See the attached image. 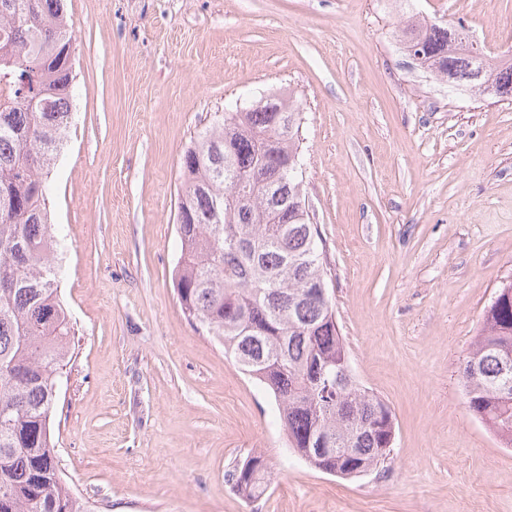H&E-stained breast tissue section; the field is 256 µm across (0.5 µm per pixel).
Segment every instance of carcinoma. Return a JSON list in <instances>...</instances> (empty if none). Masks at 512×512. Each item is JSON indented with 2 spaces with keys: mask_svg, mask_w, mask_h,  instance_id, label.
Here are the masks:
<instances>
[{
  "mask_svg": "<svg viewBox=\"0 0 512 512\" xmlns=\"http://www.w3.org/2000/svg\"><path fill=\"white\" fill-rule=\"evenodd\" d=\"M406 42L450 84L512 94V65L487 61L464 26L408 17ZM72 37L62 0H0V512H91L62 479L49 421L75 329L59 295L51 169L72 115ZM483 71L481 80L475 72ZM226 112L184 152L176 292L197 328L268 390L288 445L356 478L384 464L390 407L360 384L336 323L318 226L303 217L299 106ZM469 411L512 447V279L500 283L462 370ZM247 500L263 473H227Z\"/></svg>",
  "mask_w": 512,
  "mask_h": 512,
  "instance_id": "1",
  "label": "carcinoma"
}]
</instances>
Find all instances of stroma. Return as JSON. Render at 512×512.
Returning a JSON list of instances; mask_svg holds the SVG:
<instances>
[{"label":"stroma","mask_w":512,"mask_h":512,"mask_svg":"<svg viewBox=\"0 0 512 512\" xmlns=\"http://www.w3.org/2000/svg\"><path fill=\"white\" fill-rule=\"evenodd\" d=\"M73 122L50 180L76 349L52 435L105 512H512V447L463 360L512 276V96L461 95L401 49L409 15L512 54V0H65ZM291 96L306 206L356 378L395 418L353 479L288 451L274 398L183 314L184 150L228 106ZM268 489L228 470L251 453ZM246 459H244L243 462H245ZM237 465L238 464H236L232 470L228 471L226 475L228 478V483L231 485L233 491L247 500L258 499L263 496L268 488V484L264 481L263 473L260 472L264 469V462L261 460L257 464L255 461H252L251 458H249L242 467L241 471L240 467L238 468L237 475H251L252 471L254 470V474L257 473V475L250 479L247 477L235 478Z\"/></svg>","instance_id":"35a3bbf8"}]
</instances>
